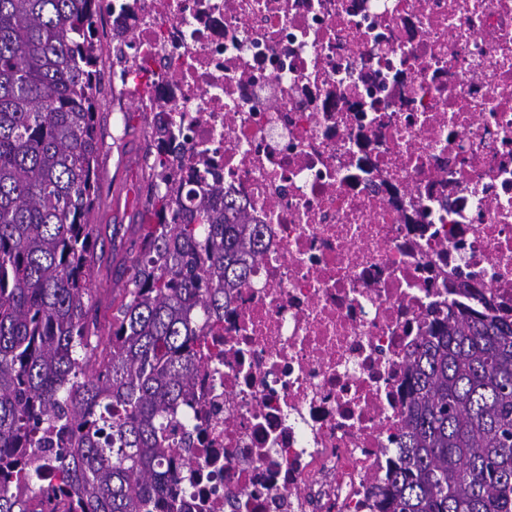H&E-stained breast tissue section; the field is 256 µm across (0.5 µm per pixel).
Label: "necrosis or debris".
Segmentation results:
<instances>
[{"label":"necrosis or debris","mask_w":512,"mask_h":512,"mask_svg":"<svg viewBox=\"0 0 512 512\" xmlns=\"http://www.w3.org/2000/svg\"><path fill=\"white\" fill-rule=\"evenodd\" d=\"M97 33L264 232L184 512H375L419 336L512 320V0H109Z\"/></svg>","instance_id":"obj_1"}]
</instances>
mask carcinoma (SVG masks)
Listing matches in <instances>:
<instances>
[{
	"label": "carcinoma",
	"instance_id": "carcinoma-1",
	"mask_svg": "<svg viewBox=\"0 0 512 512\" xmlns=\"http://www.w3.org/2000/svg\"><path fill=\"white\" fill-rule=\"evenodd\" d=\"M101 0H0V512H182L195 397L261 226L153 140L145 223L108 339L91 301L99 228ZM378 512H512V321L460 308L407 366Z\"/></svg>",
	"mask_w": 512,
	"mask_h": 512
}]
</instances>
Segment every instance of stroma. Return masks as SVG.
<instances>
[{
	"mask_svg": "<svg viewBox=\"0 0 512 512\" xmlns=\"http://www.w3.org/2000/svg\"><path fill=\"white\" fill-rule=\"evenodd\" d=\"M100 157L99 170L119 178L128 188L120 208L104 204L96 209L92 222L101 229L98 248V275L92 283V296L100 304L102 320H110L108 307L112 295V275L126 261L130 243L113 241L112 227L116 224H137L142 220L146 193L142 189L143 155L147 148V125L141 113L113 111L103 105L99 114Z\"/></svg>",
	"mask_w": 512,
	"mask_h": 512,
	"instance_id": "35a3bbf8",
	"label": "stroma"
}]
</instances>
